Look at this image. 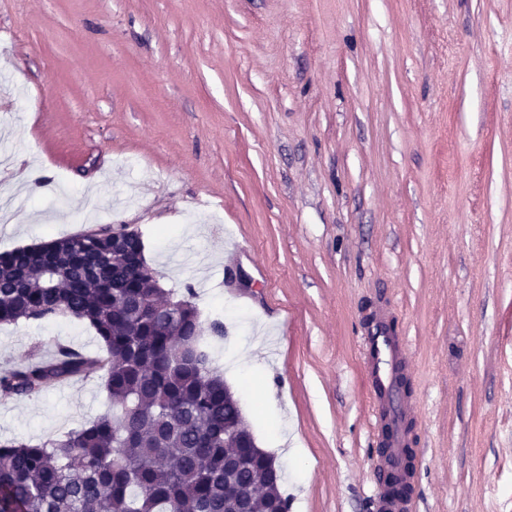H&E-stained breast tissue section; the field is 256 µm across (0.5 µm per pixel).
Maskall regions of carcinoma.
<instances>
[{
    "label": "carcinoma",
    "instance_id": "obj_1",
    "mask_svg": "<svg viewBox=\"0 0 512 512\" xmlns=\"http://www.w3.org/2000/svg\"><path fill=\"white\" fill-rule=\"evenodd\" d=\"M110 225L0 253V323L73 318L103 353L61 346L0 373V394L38 397L99 376L110 398L95 420L36 444L0 445V512H289L261 463L238 469L252 434L213 367L193 289L176 300L147 266L141 234L112 251Z\"/></svg>",
    "mask_w": 512,
    "mask_h": 512
}]
</instances>
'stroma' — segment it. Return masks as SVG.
Wrapping results in <instances>:
<instances>
[{"instance_id":"stroma-1","label":"stroma","mask_w":512,"mask_h":512,"mask_svg":"<svg viewBox=\"0 0 512 512\" xmlns=\"http://www.w3.org/2000/svg\"><path fill=\"white\" fill-rule=\"evenodd\" d=\"M0 252L138 229L194 291L290 512H377L372 314L406 340V512H512V0H0ZM241 270L247 289L224 284ZM93 354L0 324V371ZM109 406L0 395V442Z\"/></svg>"}]
</instances>
